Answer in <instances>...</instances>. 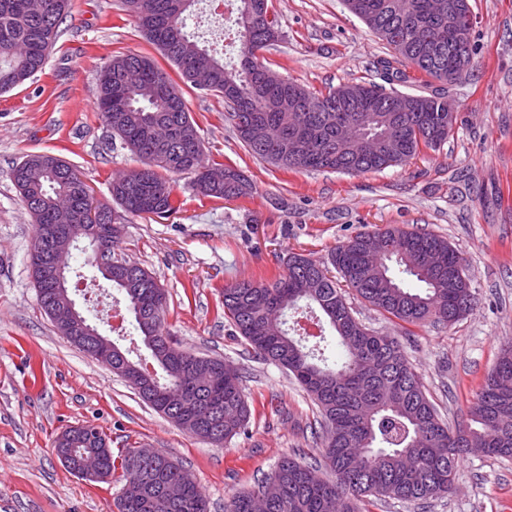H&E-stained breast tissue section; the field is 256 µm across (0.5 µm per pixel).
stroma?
<instances>
[{"label": "stroma", "mask_w": 512, "mask_h": 512, "mask_svg": "<svg viewBox=\"0 0 512 512\" xmlns=\"http://www.w3.org/2000/svg\"><path fill=\"white\" fill-rule=\"evenodd\" d=\"M474 67L446 83L407 68L404 93L437 91L456 108L454 134L405 166L378 172H286L253 158L236 138L222 98L182 86L206 161L242 170L249 195L202 197L177 176L180 209L169 218L126 216L119 250L168 293L164 328L176 346L218 355L241 375L251 417L243 434L213 443L145 403L137 390L58 333L40 307L29 271L35 227L11 179L26 155L76 167L94 196L111 202L113 177L139 162L96 109L101 67L116 55L156 49L121 0H71V21L42 72L0 94V512H107L122 491L81 479L55 452L65 430L98 427L113 451L169 454L224 512L255 489L285 455L320 458L319 412L282 368L255 355L224 316V288L282 271L288 253L329 263L337 245L390 225L448 239L464 258L475 309L449 327L404 329L347 292L357 318L395 338L442 418H464L501 348L512 340V0H469ZM281 30L259 59L314 89L380 82L389 50L343 0H271ZM368 512H512V459L465 456L456 490L421 507L367 502Z\"/></svg>", "instance_id": "35a3bbf8"}]
</instances>
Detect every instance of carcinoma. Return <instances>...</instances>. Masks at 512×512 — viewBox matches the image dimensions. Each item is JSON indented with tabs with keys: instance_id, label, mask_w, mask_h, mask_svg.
<instances>
[{
	"instance_id": "carcinoma-1",
	"label": "carcinoma",
	"mask_w": 512,
	"mask_h": 512,
	"mask_svg": "<svg viewBox=\"0 0 512 512\" xmlns=\"http://www.w3.org/2000/svg\"><path fill=\"white\" fill-rule=\"evenodd\" d=\"M171 2L123 0V5L146 39L180 76H185L183 63L195 57L209 62L192 87L222 97L224 87L233 85L236 100H227L225 105L238 140L259 161L286 171L363 174L406 165L422 151L440 148L453 133L454 125L448 123V102L437 92L416 96L424 111L401 112L400 102L406 93L370 83L373 98L365 103L367 111L339 112L336 101L341 85L311 91L289 79L276 90H265L255 76L264 64L255 55L247 57L244 42L259 50L268 49L281 37L277 24H272L270 31L258 27L246 32L250 0H233L239 63L227 64L185 31L189 13H171ZM357 2L361 11L356 16L394 52L392 57L378 61L380 75L388 84L406 81V73L397 68L403 63L436 80H448V29L443 19L431 13L430 0H410L409 11L411 16L427 18L440 40L426 62L418 33L408 27L406 16L392 10V0ZM29 4L30 0H0V92L24 83L43 69L60 25L69 16L70 0H43L40 12L32 11ZM138 62L146 64L147 76L166 84L173 97L148 98L130 88L112 100L109 87L101 82L96 108L112 135L149 170L151 182L166 187L162 212L170 215L179 210L174 200L175 175H194L192 187L207 197L231 200L243 196L237 187L243 173L231 165L224 166L223 183L202 185L203 171L209 163L204 159L197 125L168 74L151 57L129 53L113 57L110 65L116 68ZM297 97L309 100L313 107H295ZM251 114L271 126L282 141L261 147L250 144L243 124ZM341 118L358 126L370 125L368 137L374 140L394 123L398 152L386 155V146L380 145L353 160L336 156L334 148L320 149L306 160L286 163L275 158V154L288 150L290 133L301 125L315 126L326 139L336 141V123ZM165 121L184 126L197 142L195 152L176 165L169 155L178 152L179 146L159 152L151 141L137 139L141 131ZM57 161L47 154H30L10 171L36 225L52 223L51 201L74 189L73 181L53 171ZM138 179L139 171L133 169L111 184L113 200L136 216L146 212L133 188ZM336 249L344 250V264L337 273L345 287L402 326L425 321L451 325L455 320L449 314L473 296L472 289L459 287L454 278L461 256L444 237L390 226L383 231L359 232ZM129 281L127 268L118 261L113 263L112 288L127 301L143 345L162 370L160 375L148 374L141 385L136 370L127 369L121 374L130 384L140 385L138 393L148 403L154 392L176 391L191 380L175 356L150 346L147 337L163 335L165 309H160L149 329H144L143 294H132L122 287ZM303 305L319 325L327 324L334 331L345 350L344 359L328 364L320 352L324 335L310 346L309 338L288 324V313H297ZM224 316L254 353L287 369L315 402L320 414L324 467L330 472V477H321L317 466L284 456L257 488L233 495L224 512H251L256 496L264 498L266 512H361L369 496L425 501L451 494L448 477L457 474L460 459L466 454L512 458V346L502 350L467 418L452 428L441 420L426 396L398 341L374 333H352L359 320L342 287L329 275L328 268L309 256L288 254L283 271L269 282L241 281L224 287ZM222 391L224 434L216 438L218 442L240 434L251 414L239 373L224 376ZM106 465L109 470L121 467L125 480L138 479L147 487L152 501L149 512H208V500L189 471L160 451L149 458L141 456L136 448H128L118 456L107 455ZM164 483L180 485L183 498L168 501L159 493Z\"/></svg>"
}]
</instances>
